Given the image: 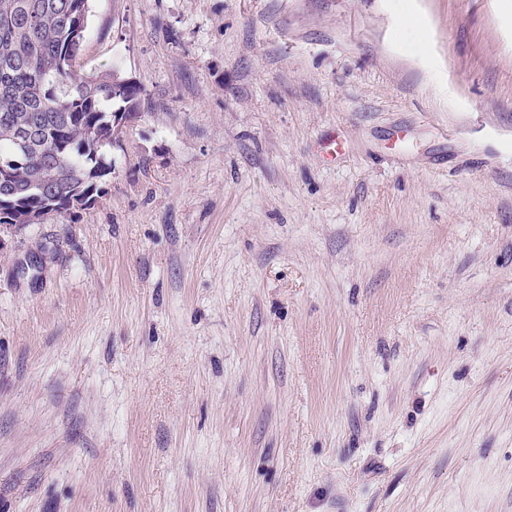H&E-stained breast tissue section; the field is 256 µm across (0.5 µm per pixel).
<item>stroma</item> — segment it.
I'll return each mask as SVG.
<instances>
[{"instance_id": "obj_1", "label": "stroma", "mask_w": 512, "mask_h": 512, "mask_svg": "<svg viewBox=\"0 0 512 512\" xmlns=\"http://www.w3.org/2000/svg\"><path fill=\"white\" fill-rule=\"evenodd\" d=\"M141 89L0 234V512H512V11L91 0Z\"/></svg>"}]
</instances>
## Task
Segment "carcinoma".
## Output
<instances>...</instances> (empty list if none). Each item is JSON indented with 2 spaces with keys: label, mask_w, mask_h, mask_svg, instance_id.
Wrapping results in <instances>:
<instances>
[{
  "label": "carcinoma",
  "mask_w": 512,
  "mask_h": 512,
  "mask_svg": "<svg viewBox=\"0 0 512 512\" xmlns=\"http://www.w3.org/2000/svg\"><path fill=\"white\" fill-rule=\"evenodd\" d=\"M89 13L90 0H0V163L14 130L35 127L28 158L0 170V225L90 206L112 175V105L138 115L139 87L79 68Z\"/></svg>",
  "instance_id": "1"
}]
</instances>
